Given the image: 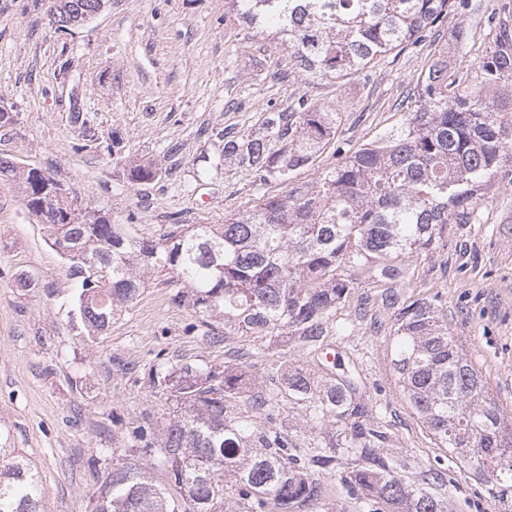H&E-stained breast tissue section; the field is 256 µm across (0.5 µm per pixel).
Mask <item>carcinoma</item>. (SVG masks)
Returning a JSON list of instances; mask_svg holds the SVG:
<instances>
[{
    "instance_id": "1",
    "label": "carcinoma",
    "mask_w": 512,
    "mask_h": 512,
    "mask_svg": "<svg viewBox=\"0 0 512 512\" xmlns=\"http://www.w3.org/2000/svg\"><path fill=\"white\" fill-rule=\"evenodd\" d=\"M99 0H54L51 21L94 16ZM471 0H226L224 20L274 37L306 75L343 79L394 49L416 43ZM512 29L501 27L470 76L437 49L416 86V106L398 125L324 169L313 182L295 173L336 139L341 112L300 97L266 113L250 131L224 129V163L249 168L262 195L222 224L173 225L159 239L135 237L101 208L79 207L50 173L0 160L28 213L81 279L78 310L102 330L132 307L146 276L187 282L197 316L187 332L214 343L281 338L319 355L316 367L280 361L272 389H244L237 364L218 371L164 360L149 376L176 403L172 416L132 427L125 462L93 492L94 512H448L441 473L416 483L412 465L385 447L386 428L365 402L353 370L324 362L348 321L337 319L356 290L391 312V366L403 399L463 468L475 470L500 501L512 493V426L481 373L448 332L433 301L395 289L406 262L430 252L447 224H470L479 192L508 173L512 108ZM151 162H132V184L152 181ZM107 270L108 283L91 279ZM305 408L302 423L276 425L277 398ZM164 470L154 481L151 468ZM41 477L0 429V512H43Z\"/></svg>"
}]
</instances>
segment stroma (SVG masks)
<instances>
[{
	"instance_id": "obj_1",
	"label": "stroma",
	"mask_w": 512,
	"mask_h": 512,
	"mask_svg": "<svg viewBox=\"0 0 512 512\" xmlns=\"http://www.w3.org/2000/svg\"><path fill=\"white\" fill-rule=\"evenodd\" d=\"M480 4L478 16L448 13L423 41L339 83L306 76L275 40L225 21L224 0H108L66 32L50 20L51 0H0V109L13 116L0 126V158L51 173L80 204L109 209L113 223L140 238H158L172 224H220L284 190L257 185L236 165L198 178V157L218 160L225 128H257L265 113L301 96L317 105L344 100L334 144L297 174L313 181L413 109L417 79L452 30L470 31L455 58L481 60L494 34L488 15L512 12V0ZM137 160L156 163L153 181L128 182ZM410 272L407 293L435 298L512 424V183L489 184L476 221L447 225L432 253L411 258ZM79 288L18 186L0 182V426L36 464L44 512H92L96 478L111 472L132 424L173 412L149 380L158 358L220 369L231 351L253 346L245 336L216 346L186 335L195 314L173 303L188 291L174 278H148L136 304L92 336L75 307ZM342 314L351 327L334 349L356 362L394 448L414 471H441L454 512H512V498H490L408 408L388 328L372 331L351 304ZM128 362L136 375L125 374Z\"/></svg>"
}]
</instances>
